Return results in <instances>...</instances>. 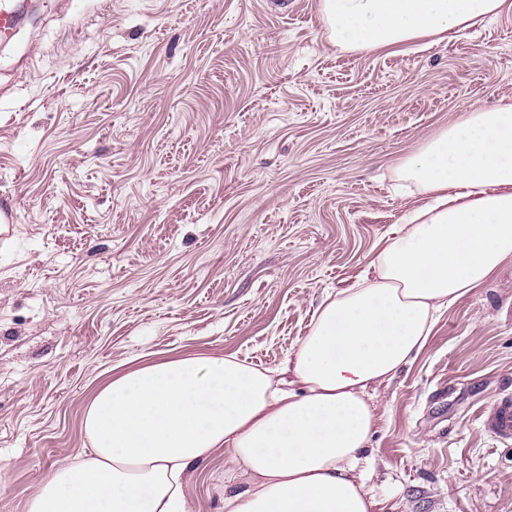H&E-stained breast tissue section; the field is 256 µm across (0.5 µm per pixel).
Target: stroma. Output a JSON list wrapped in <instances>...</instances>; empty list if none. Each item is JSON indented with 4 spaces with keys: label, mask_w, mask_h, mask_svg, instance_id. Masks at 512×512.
Here are the masks:
<instances>
[{
    "label": "stroma",
    "mask_w": 512,
    "mask_h": 512,
    "mask_svg": "<svg viewBox=\"0 0 512 512\" xmlns=\"http://www.w3.org/2000/svg\"><path fill=\"white\" fill-rule=\"evenodd\" d=\"M512 104V15L348 52L320 0H38L0 54V512L89 442L113 367H279L412 205L404 160ZM379 512H512V263L372 386ZM223 456L190 512H224ZM484 426L495 436L512 439V401L505 399L483 413Z\"/></svg>",
    "instance_id": "35a3bbf8"
}]
</instances>
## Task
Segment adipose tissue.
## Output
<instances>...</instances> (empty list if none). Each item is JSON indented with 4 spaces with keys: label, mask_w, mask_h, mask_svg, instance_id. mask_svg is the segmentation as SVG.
Listing matches in <instances>:
<instances>
[{
    "label": "adipose tissue",
    "mask_w": 512,
    "mask_h": 512,
    "mask_svg": "<svg viewBox=\"0 0 512 512\" xmlns=\"http://www.w3.org/2000/svg\"><path fill=\"white\" fill-rule=\"evenodd\" d=\"M336 46L383 50L436 37L512 0H320ZM423 198L375 248L369 274L326 298L276 370L183 356L113 375L85 409L87 451L57 465L27 512H189L192 464L223 454L248 485L225 512H372L360 468L371 383L426 346L440 311L512 261V104L472 105L399 169Z\"/></svg>",
    "instance_id": "adipose-tissue-1"
}]
</instances>
